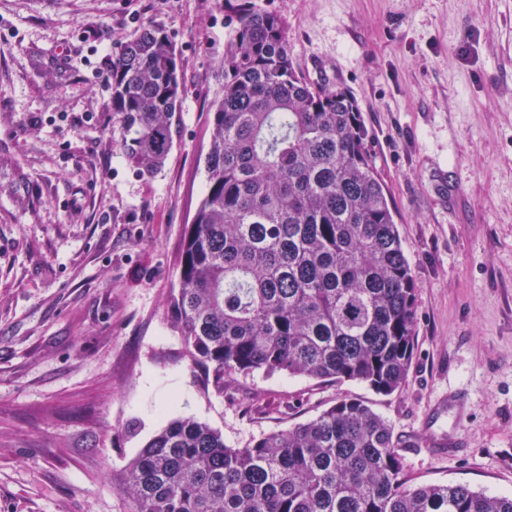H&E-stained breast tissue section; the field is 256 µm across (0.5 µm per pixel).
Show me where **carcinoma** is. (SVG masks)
Wrapping results in <instances>:
<instances>
[{"label": "carcinoma", "instance_id": "carcinoma-1", "mask_svg": "<svg viewBox=\"0 0 512 512\" xmlns=\"http://www.w3.org/2000/svg\"><path fill=\"white\" fill-rule=\"evenodd\" d=\"M212 106L206 187L185 230L172 326L205 386L261 371L406 383L417 284L357 106L294 70L288 28L241 9ZM123 157L153 175L173 145L184 88L169 36L146 28L112 55ZM391 426L358 399L246 448L191 417L128 463V512H512V494L408 485Z\"/></svg>", "mask_w": 512, "mask_h": 512}]
</instances>
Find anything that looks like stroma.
Instances as JSON below:
<instances>
[{"mask_svg":"<svg viewBox=\"0 0 512 512\" xmlns=\"http://www.w3.org/2000/svg\"><path fill=\"white\" fill-rule=\"evenodd\" d=\"M307 81L354 98L417 284L407 382L256 372L205 390L168 302L204 193L227 0H0V512H128L170 420L245 448L337 400L402 440L410 485L512 493V0H246ZM163 29L184 86L156 174L119 153L112 46Z\"/></svg>","mask_w":512,"mask_h":512,"instance_id":"obj_1","label":"stroma"}]
</instances>
